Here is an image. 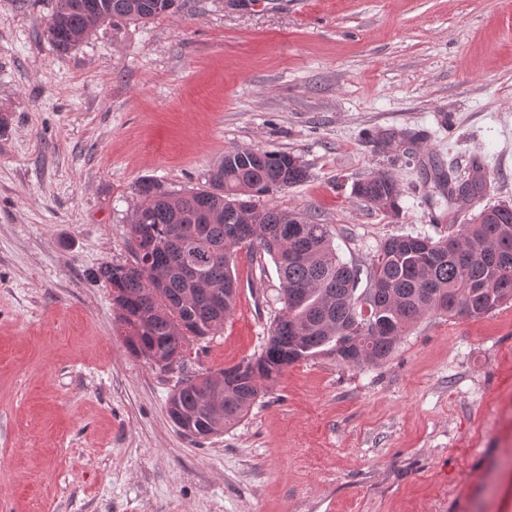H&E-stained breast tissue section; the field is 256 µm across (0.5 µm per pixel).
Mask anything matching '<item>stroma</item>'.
<instances>
[{
	"label": "stroma",
	"instance_id": "35a3bbf8",
	"mask_svg": "<svg viewBox=\"0 0 512 512\" xmlns=\"http://www.w3.org/2000/svg\"><path fill=\"white\" fill-rule=\"evenodd\" d=\"M55 3L0 0V512H512V303L426 315L379 367L293 364L196 440L168 414L178 371L131 354L92 275L133 260L137 181L202 187L242 145L301 158L261 205L355 265L461 223L434 177L472 158L480 205L512 200V0H181L66 54ZM379 170L399 216L353 192ZM235 275L192 372L257 354L281 308L271 256Z\"/></svg>",
	"mask_w": 512,
	"mask_h": 512
}]
</instances>
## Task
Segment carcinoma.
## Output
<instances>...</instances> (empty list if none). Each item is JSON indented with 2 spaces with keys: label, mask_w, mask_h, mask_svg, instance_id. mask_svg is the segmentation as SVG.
<instances>
[{
  "label": "carcinoma",
  "mask_w": 512,
  "mask_h": 512,
  "mask_svg": "<svg viewBox=\"0 0 512 512\" xmlns=\"http://www.w3.org/2000/svg\"><path fill=\"white\" fill-rule=\"evenodd\" d=\"M177 2L57 0L45 35L68 52L100 23L144 24L175 12ZM306 177L294 154L238 146L213 165L203 189L176 192L141 181L129 225L134 263L104 262L95 272L112 288L131 352L171 370L184 368L191 346L219 335L233 313L237 250L272 257L282 308L261 352L214 374L182 378L169 399L170 418L189 436L207 439L238 422L263 386L295 363L327 356L356 368L379 366L428 313L480 317L512 302V203L484 207L438 240L391 236L362 269L340 259L328 225L257 207L256 199ZM436 189L448 205H472L483 184H455L441 173ZM355 193L381 212H397L400 190L384 172L358 181ZM212 379L223 384L218 415L208 410Z\"/></svg>",
  "instance_id": "cac0c4a2"
}]
</instances>
